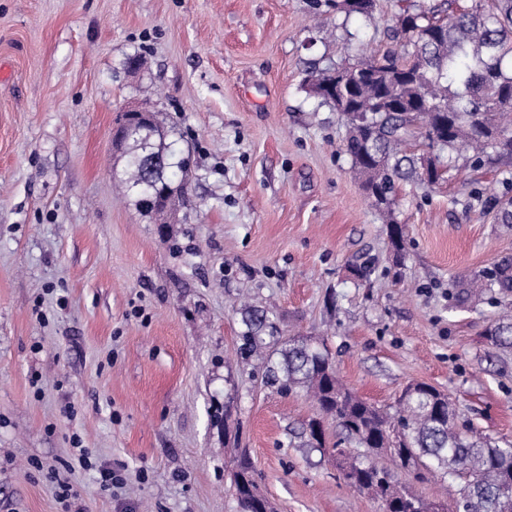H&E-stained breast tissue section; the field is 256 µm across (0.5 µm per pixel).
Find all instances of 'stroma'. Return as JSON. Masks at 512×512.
Instances as JSON below:
<instances>
[{"label":"stroma","instance_id":"obj_1","mask_svg":"<svg viewBox=\"0 0 512 512\" xmlns=\"http://www.w3.org/2000/svg\"><path fill=\"white\" fill-rule=\"evenodd\" d=\"M379 4L318 26L312 0H0V512H240L242 448L276 512H380L300 447L313 401L235 366L246 304L324 341L358 397L391 410L424 382L467 435L512 442V349L485 335L500 297L449 298L512 257V229L461 187L500 193L512 165L404 184L395 261L341 115L307 90L392 46L398 2ZM131 105L191 160L174 223L114 178ZM103 467L123 488L101 490ZM149 110L142 106L128 107L123 110L112 129V146L114 149L124 144L136 129L145 130L149 116Z\"/></svg>","mask_w":512,"mask_h":512}]
</instances>
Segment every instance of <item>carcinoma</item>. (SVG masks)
<instances>
[{
    "label": "carcinoma",
    "instance_id": "obj_1",
    "mask_svg": "<svg viewBox=\"0 0 512 512\" xmlns=\"http://www.w3.org/2000/svg\"><path fill=\"white\" fill-rule=\"evenodd\" d=\"M322 15L331 11L347 18H374L375 0L366 9L347 0L315 4ZM400 47L362 53L348 66L334 65L311 76L310 92L342 113L347 129L344 151L364 191L385 215L394 255L405 250L401 225L393 218L398 188L410 181L433 186L443 179V153L448 162L462 158L476 169L512 160V0H471L447 13L426 8L416 0L396 15ZM447 138L429 159L414 146L432 148L442 122ZM152 136L134 135L124 148L126 195L139 199L144 190L153 198L176 190V171H186L188 159L176 157L166 142L163 122L152 115ZM491 198L464 184L470 198L494 212L499 224L512 227V177ZM452 298L461 301L475 291L512 294V259L473 273L455 284ZM242 330L237 348L242 364L258 361L266 383L283 392L312 394L319 410L334 419L341 437L333 444L336 466L350 485L380 501L383 512H439L413 497H400L397 481L404 472L418 480L440 475L458 481L455 512H512V481L501 469L512 465V445L472 439L456 427L458 415L449 399L426 383L408 385L394 412L356 399L340 382L330 353L322 342L304 337L280 341L267 312L241 310ZM488 339L498 348H512V313L504 310L490 327ZM352 441L366 449L353 455L341 448ZM258 489L249 458L236 460L232 485L241 512H255L251 490Z\"/></svg>",
    "mask_w": 512,
    "mask_h": 512
}]
</instances>
